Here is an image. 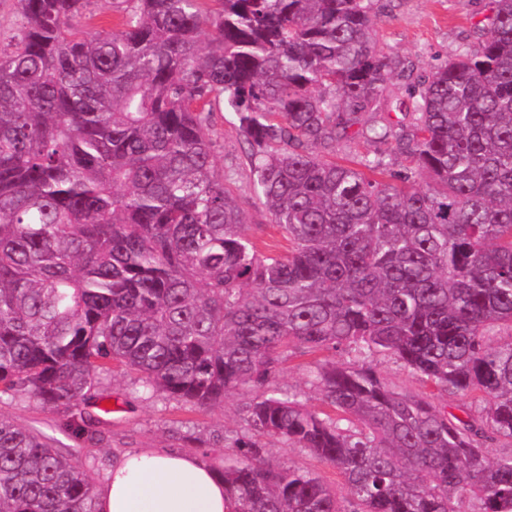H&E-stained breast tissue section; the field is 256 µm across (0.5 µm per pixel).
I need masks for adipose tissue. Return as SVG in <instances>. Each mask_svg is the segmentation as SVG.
Segmentation results:
<instances>
[{
    "mask_svg": "<svg viewBox=\"0 0 512 512\" xmlns=\"http://www.w3.org/2000/svg\"><path fill=\"white\" fill-rule=\"evenodd\" d=\"M97 512H229L219 470L196 456L141 450L117 456L97 489Z\"/></svg>",
    "mask_w": 512,
    "mask_h": 512,
    "instance_id": "ef3b65f1",
    "label": "adipose tissue"
}]
</instances>
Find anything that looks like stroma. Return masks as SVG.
Here are the masks:
<instances>
[{"label": "stroma", "instance_id": "stroma-1", "mask_svg": "<svg viewBox=\"0 0 512 512\" xmlns=\"http://www.w3.org/2000/svg\"><path fill=\"white\" fill-rule=\"evenodd\" d=\"M490 0H377V46L387 55L410 61L414 74H427L437 63L451 58L457 47L476 43L477 25L489 12ZM218 130L216 165L224 172L239 207L247 215V232L262 244L280 243L278 230L266 208L256 198L244 145L227 112L216 115ZM312 356H293L276 378L284 391L304 394L308 405L321 409L320 392L308 382ZM250 389L229 392L223 406L201 409L163 395L144 391L137 374L110 372L100 376L95 400L86 404L89 414L100 417V443L83 449L78 460L96 481H104L117 455L148 448H167L199 455L223 467L236 436L247 434L242 408L253 398ZM0 415L54 438L57 447H74L75 441L60 426L59 414L19 397L0 407ZM268 457L275 463H297L337 484L333 467L316 460L306 449L293 448L280 439H265Z\"/></svg>", "mask_w": 512, "mask_h": 512}]
</instances>
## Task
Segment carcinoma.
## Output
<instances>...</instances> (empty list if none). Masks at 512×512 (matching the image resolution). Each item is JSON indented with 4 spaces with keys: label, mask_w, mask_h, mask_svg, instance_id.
<instances>
[{
    "label": "carcinoma",
    "mask_w": 512,
    "mask_h": 512,
    "mask_svg": "<svg viewBox=\"0 0 512 512\" xmlns=\"http://www.w3.org/2000/svg\"><path fill=\"white\" fill-rule=\"evenodd\" d=\"M15 0L0 50V402L27 397L75 440L98 375L199 408L259 394L224 459L231 512H512V0L477 46L410 81L376 48L374 0ZM405 81L394 98L388 85ZM235 115L253 190L287 248L259 249L214 155ZM400 112L408 122L393 121ZM372 147L321 157L351 128ZM408 164L393 172L387 158ZM422 171L435 185L415 187ZM318 360L325 409L274 386ZM393 357L440 395L396 389ZM260 437L306 448L275 465ZM92 473L0 417V512H96ZM125 6L122 0H90L78 20L77 28L81 31L112 30ZM262 443L267 448L268 458L274 463H298L318 473L329 484L338 490L343 487L336 476V469L316 460L306 449L289 447L288 443L281 439L262 438ZM343 491V490H342Z\"/></svg>",
    "instance_id": "cac0c4a2"
}]
</instances>
